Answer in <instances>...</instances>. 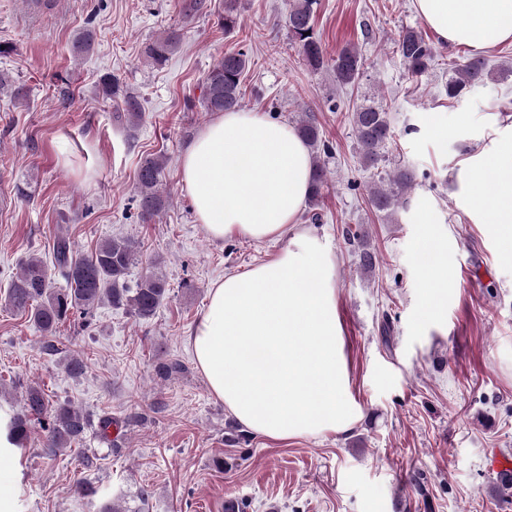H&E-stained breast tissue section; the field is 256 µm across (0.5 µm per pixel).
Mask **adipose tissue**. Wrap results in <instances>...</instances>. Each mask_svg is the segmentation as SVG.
Returning <instances> with one entry per match:
<instances>
[{
  "label": "adipose tissue",
  "instance_id": "adipose-tissue-1",
  "mask_svg": "<svg viewBox=\"0 0 512 512\" xmlns=\"http://www.w3.org/2000/svg\"><path fill=\"white\" fill-rule=\"evenodd\" d=\"M421 21L449 46L480 54L512 41V0H414ZM183 188L215 240L283 241L270 259L213 284L188 343L212 394L252 434L266 439L349 432L353 399L333 279L334 257L300 222L312 157L291 125L254 110L222 112L187 144ZM493 186L491 205L480 198ZM465 193L512 240V136L465 171ZM426 317L447 299L448 254L431 238Z\"/></svg>",
  "mask_w": 512,
  "mask_h": 512
}]
</instances>
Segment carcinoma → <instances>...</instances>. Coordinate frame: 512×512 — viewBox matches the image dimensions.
<instances>
[{"label": "carcinoma", "mask_w": 512, "mask_h": 512, "mask_svg": "<svg viewBox=\"0 0 512 512\" xmlns=\"http://www.w3.org/2000/svg\"><path fill=\"white\" fill-rule=\"evenodd\" d=\"M318 0H296L288 12L286 26L289 39L296 44L306 64L313 70L328 68L336 84H356L362 75V57L358 50L346 46L329 57L312 25L314 6ZM208 0H181V13L195 17L208 11ZM239 21L238 0H224V29H233ZM180 43V34L169 30L145 47V55L156 65L166 63ZM397 53L409 75L421 77L436 64L437 50L421 32L414 28L402 31L397 41ZM248 67L246 52L239 50L224 55L205 77L200 105L206 112L234 111L242 107L241 78ZM490 71L483 58H465L453 61L448 76V98L463 95L465 90L488 78ZM122 111L130 122H137L143 105L139 97L129 93L122 97ZM362 164L377 169L386 162V147L391 134L389 113L375 104L362 103L350 115ZM298 132L310 147L313 157V175L308 196L309 205L315 207L323 200L328 172L323 156L330 149L322 140L319 126L308 116L301 120ZM164 160L147 158L137 172L139 188L138 208L141 220L154 219L166 206L168 199L160 190ZM413 186V177L406 169L397 168L387 181L368 189V198L376 212L393 218L404 207L406 195ZM347 235L362 247V266L370 269L375 255L365 243L360 229H348ZM137 249L126 238L101 240L87 256L74 254L68 238L58 236L53 244V267L64 279L66 287L53 286V277L46 262L29 256L7 292L8 305L26 314L46 336L56 333L62 322L76 313L85 316L106 301L114 307H123L139 319H150L168 297L166 280L156 274L143 277L136 287L129 286L127 275L136 260ZM24 403L29 418L5 415L6 439L12 446H21L32 433L31 424L39 425L43 433V454L49 459L83 439L89 419L72 405H52L45 393L35 387L25 392Z\"/></svg>", "instance_id": "carcinoma-1"}]
</instances>
